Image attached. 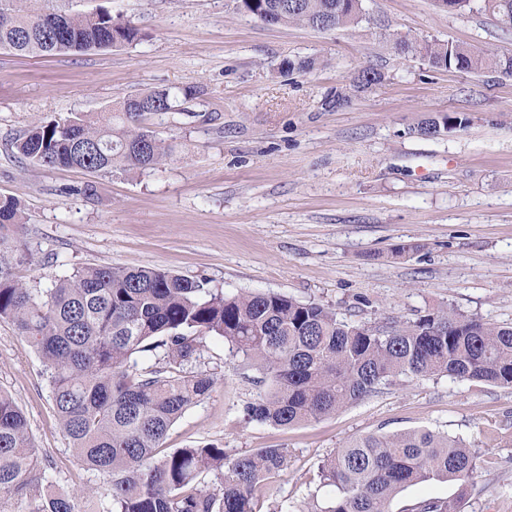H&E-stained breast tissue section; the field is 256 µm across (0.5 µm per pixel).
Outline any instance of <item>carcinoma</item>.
Listing matches in <instances>:
<instances>
[{
  "label": "carcinoma",
  "mask_w": 512,
  "mask_h": 512,
  "mask_svg": "<svg viewBox=\"0 0 512 512\" xmlns=\"http://www.w3.org/2000/svg\"><path fill=\"white\" fill-rule=\"evenodd\" d=\"M512 28V0H482ZM237 9L272 15L277 24L319 30L360 20L355 0H237ZM139 30L107 11L69 13L0 0V48L20 55L84 53L118 48ZM416 48L437 70L512 77V54L424 41ZM385 80L365 67L351 94ZM145 112H168L167 89L140 93ZM144 112L119 106L101 120L73 113L34 124L10 141L18 158L44 167L110 173L155 169L171 162L174 146L143 125ZM465 115L437 113L417 127L464 129ZM23 207L0 196V321L15 327L41 358L58 425L78 461L106 477L85 492H51L53 463L37 454L28 419L0 391V505L26 501V512H255L261 483L288 468L285 448L230 455L214 444L158 449L176 421L214 385L189 368L203 340L217 336L241 352L270 390L246 407L249 418L289 428L331 415L380 391L399 376H448L512 388V325H491L438 308L410 321L354 325L319 303L275 293L227 295L207 283L153 268L86 266L43 288L21 280L31 262L19 237ZM147 353L154 362L131 370ZM477 456L463 441L432 431L348 441L321 467L336 490L311 512H390L404 488L427 480L467 485ZM204 472L219 479L200 485ZM408 512H456L448 500L423 501Z\"/></svg>",
  "instance_id": "cac0c4a2"
}]
</instances>
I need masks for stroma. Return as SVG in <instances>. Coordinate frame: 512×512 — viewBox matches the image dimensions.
<instances>
[{
    "mask_svg": "<svg viewBox=\"0 0 512 512\" xmlns=\"http://www.w3.org/2000/svg\"><path fill=\"white\" fill-rule=\"evenodd\" d=\"M74 13L103 8L139 40L108 50L21 57L0 49V195L24 205L32 263L49 284L89 265L149 267L237 293H278L338 318L408 320L440 307L512 324V77L435 70L400 53L394 36L512 54V29L488 13L451 14L437 0H362L355 26L319 31L263 23L235 0H32ZM316 59L288 72L286 59ZM371 66L385 80L339 108L328 97ZM201 95L185 100L187 88ZM169 89L175 107L145 124L171 139L168 164L142 172L44 168L8 139L41 120L97 116L128 96ZM431 112L469 126L414 134ZM95 183L99 196L80 194ZM404 247L395 255L396 247ZM197 368L212 390L177 420L161 450L215 444L233 454L284 448L256 512H306L333 498L319 468L350 439L430 430L464 440L480 462L468 489L446 480L405 488L391 512L454 501L457 512H512V389L485 382L398 377L335 414L290 428L250 419L267 389L222 338ZM0 390L24 410L54 463L56 489L102 484L74 457L57 423L43 366L0 322ZM503 439H485L487 426Z\"/></svg>",
    "mask_w": 512,
    "mask_h": 512,
    "instance_id": "obj_1",
    "label": "stroma"
}]
</instances>
